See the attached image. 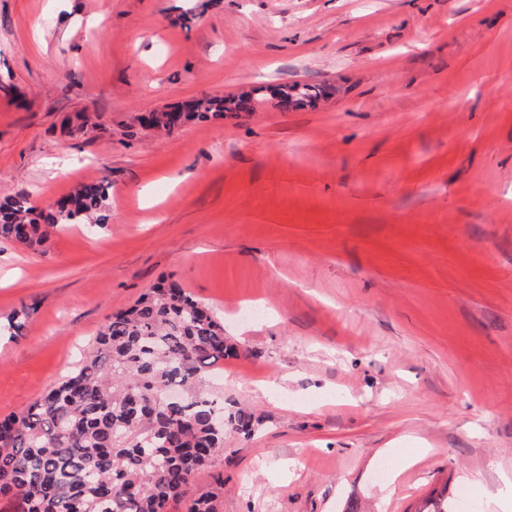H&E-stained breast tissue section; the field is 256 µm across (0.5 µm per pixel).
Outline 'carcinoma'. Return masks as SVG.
<instances>
[{
	"instance_id": "1",
	"label": "carcinoma",
	"mask_w": 512,
	"mask_h": 512,
	"mask_svg": "<svg viewBox=\"0 0 512 512\" xmlns=\"http://www.w3.org/2000/svg\"><path fill=\"white\" fill-rule=\"evenodd\" d=\"M301 87L313 102L326 88ZM254 111V97L213 96L140 116L171 131L197 117ZM108 193L81 183L38 208L25 196L0 201V237L42 246L51 229L105 230ZM224 324L177 282L162 283L112 314L82 364L21 415L0 416V498L22 512H218L224 479L211 472L231 428L251 434L253 413L227 412L206 380L229 354ZM211 481L194 496L203 477Z\"/></svg>"
}]
</instances>
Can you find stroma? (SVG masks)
<instances>
[{"label":"stroma","mask_w":512,"mask_h":512,"mask_svg":"<svg viewBox=\"0 0 512 512\" xmlns=\"http://www.w3.org/2000/svg\"><path fill=\"white\" fill-rule=\"evenodd\" d=\"M295 82L327 94L137 122ZM91 182L108 229L0 239V415L172 279L257 420L220 512H512V0H0V199ZM254 97L213 96L196 99L192 102L169 107L170 111L149 112V116L141 115L140 123L159 130L171 131L192 118L207 119L223 118L224 112H253Z\"/></svg>","instance_id":"obj_1"}]
</instances>
